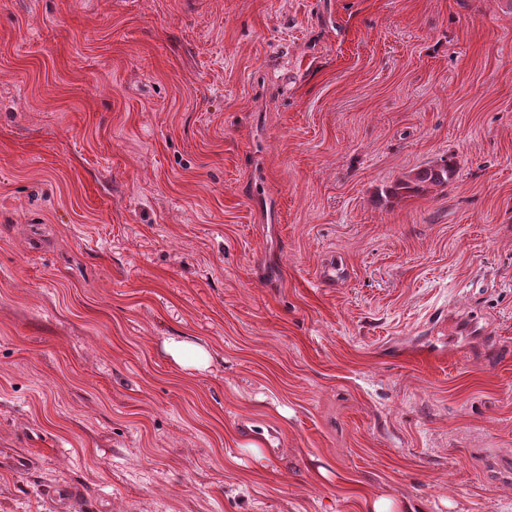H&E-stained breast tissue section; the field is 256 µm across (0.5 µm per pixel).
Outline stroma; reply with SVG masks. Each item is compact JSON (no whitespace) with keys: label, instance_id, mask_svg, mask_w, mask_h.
<instances>
[{"label":"stroma","instance_id":"1","mask_svg":"<svg viewBox=\"0 0 512 512\" xmlns=\"http://www.w3.org/2000/svg\"><path fill=\"white\" fill-rule=\"evenodd\" d=\"M48 488L512 512V0H0V512ZM442 162V164L422 169L414 174L405 175L404 179L399 180L389 193L394 196L417 194L424 191L428 185L447 186L455 168L447 160H442ZM167 352L176 364L191 365L198 369L207 368L211 359L208 351L203 347L177 338L170 339Z\"/></svg>","mask_w":512,"mask_h":512}]
</instances>
